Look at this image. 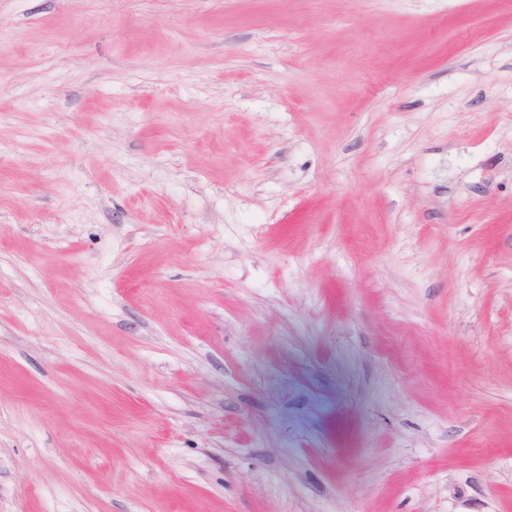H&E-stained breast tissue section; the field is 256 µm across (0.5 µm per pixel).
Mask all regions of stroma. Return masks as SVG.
I'll return each instance as SVG.
<instances>
[{"instance_id":"1","label":"stroma","mask_w":512,"mask_h":512,"mask_svg":"<svg viewBox=\"0 0 512 512\" xmlns=\"http://www.w3.org/2000/svg\"><path fill=\"white\" fill-rule=\"evenodd\" d=\"M0 512H512V0H0Z\"/></svg>"}]
</instances>
